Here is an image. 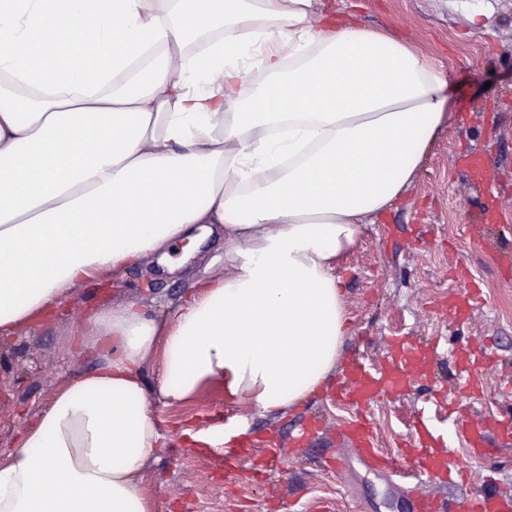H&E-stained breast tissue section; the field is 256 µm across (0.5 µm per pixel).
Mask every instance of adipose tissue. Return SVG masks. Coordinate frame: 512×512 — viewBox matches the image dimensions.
<instances>
[{
    "instance_id": "ef3b65f1",
    "label": "adipose tissue",
    "mask_w": 512,
    "mask_h": 512,
    "mask_svg": "<svg viewBox=\"0 0 512 512\" xmlns=\"http://www.w3.org/2000/svg\"><path fill=\"white\" fill-rule=\"evenodd\" d=\"M451 77L318 0H0V334L224 230L172 318L93 315L77 373L0 463V512H155L151 408L216 385L274 415L347 333L336 268L450 120ZM162 358L154 380L144 365Z\"/></svg>"
}]
</instances>
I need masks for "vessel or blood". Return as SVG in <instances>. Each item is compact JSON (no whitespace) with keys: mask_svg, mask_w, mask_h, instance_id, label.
Segmentation results:
<instances>
[{"mask_svg":"<svg viewBox=\"0 0 512 512\" xmlns=\"http://www.w3.org/2000/svg\"><path fill=\"white\" fill-rule=\"evenodd\" d=\"M460 163L475 185L489 187L490 168L485 155L470 153L462 156ZM476 300V289L467 287L458 291L448 302L449 317L455 320L467 318ZM456 356L460 372L454 390L455 396L469 399L478 396L482 387L479 371L487 357L486 350L470 346L458 350ZM424 364V354L415 343L404 339L391 341L381 365L370 366L360 362L353 364L346 380L337 389L336 398L357 408L366 407L387 394L406 389L417 374L423 373ZM424 418V411H417L411 437L404 445L402 457L398 460L379 450L373 427L363 417L337 431L336 443L349 448L350 457H355L366 470L390 481H409L410 487L405 493V500L410 512H444L441 503L423 492L424 486L432 479H447L451 476L447 454L434 449ZM320 429V421L311 420L299 427L288 447L281 448L276 442H268L265 450L268 464L275 467L286 459L304 456ZM459 439L473 453L494 445L504 448L512 446V404L507 405L498 417L473 414L462 425ZM464 512H512V498L485 489L466 501Z\"/></svg>","mask_w":512,"mask_h":512,"instance_id":"obj_1","label":"vessel or blood"}]
</instances>
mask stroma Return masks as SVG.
Masks as SVG:
<instances>
[{"label":"stroma","mask_w":512,"mask_h":512,"mask_svg":"<svg viewBox=\"0 0 512 512\" xmlns=\"http://www.w3.org/2000/svg\"><path fill=\"white\" fill-rule=\"evenodd\" d=\"M320 6L337 17L394 27L458 84L453 116L427 162L388 215L364 225L358 248L337 268L350 332L336 371L344 373L355 355L377 362L391 336H408L422 345L437 339L442 350L425 363L430 379L448 387L456 373L453 350L486 342L495 358L485 365L487 387L474 407L496 413L501 399L495 387L512 375V267L497 260L501 253L512 258V0H320ZM469 9L483 11L481 25L466 22ZM470 150L488 154L498 184L502 218L486 227L479 213L485 199L455 160ZM223 273L224 237L219 234L175 273L148 257L114 281L84 285L52 315L11 336L0 335V460L17 447L54 392L92 367L78 324L93 309L134 302L169 317L193 281ZM468 280L478 285L483 302L469 321L449 322L440 309ZM428 392V386L414 382L367 409L383 449L399 453L413 411ZM448 401V396L439 397L433 426L444 439L449 466L463 469L467 480L436 484L432 490L446 500L450 512H463L466 498L479 489L496 486L512 492V447L472 458L454 428L474 407L463 399L452 408ZM155 410L167 427L166 439L154 450L142 485L157 512H312L321 500L330 501L333 512H404L401 483L355 462L336 472L328 464L336 449L327 440H319L305 459L285 461L262 481L248 476L261 468L259 457L245 462L242 476H231L219 454L190 447L180 436L182 429L219 418L236 421L255 436L272 432L287 438L314 416L324 417L333 431L355 412L336 403L329 389L276 416L226 400L217 388L186 403H156Z\"/></svg>","instance_id":"1"}]
</instances>
